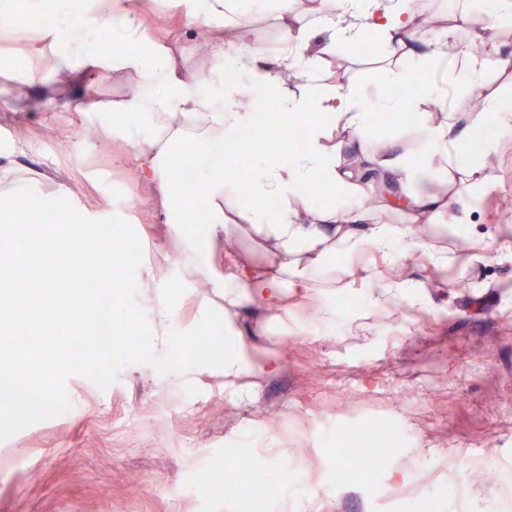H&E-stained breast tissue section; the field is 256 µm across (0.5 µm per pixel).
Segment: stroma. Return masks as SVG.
Returning a JSON list of instances; mask_svg holds the SVG:
<instances>
[{
	"mask_svg": "<svg viewBox=\"0 0 512 512\" xmlns=\"http://www.w3.org/2000/svg\"><path fill=\"white\" fill-rule=\"evenodd\" d=\"M484 9L483 0H430L426 17L434 29L455 20V37L467 44L473 32L461 18ZM143 23L177 46L189 43V20L172 0ZM491 41L487 89L507 98L512 67L497 63L512 60V27L498 28ZM406 65L380 47L369 56L343 50L322 61L320 74L358 86L372 101L385 72ZM124 90L115 79L77 90L36 82L30 96H55L57 106L25 112L14 92H1L0 170L35 176L77 215L128 210L145 262L165 267L183 246L161 223L133 157H118L112 141L96 135L97 117L75 109L83 97ZM422 138L417 124L375 125L364 143L371 154L409 157ZM500 140L479 185H453L469 202L467 231L410 222L396 173L376 187L369 223L416 229L426 242L403 268L421 287L418 301L378 311L359 304L328 329L323 307L359 293V282L339 276L290 293L284 323L259 303L237 308L231 319L253 359L277 364L252 377L243 399L225 390L223 370L211 366L192 369L184 383L138 362L104 388L68 378L67 412L0 441V512H238L245 496L254 512H407L403 501L385 497L410 486L431 512H512V256L500 250L512 237V211L498 206L512 196V130ZM390 182L396 192L387 190ZM437 254L447 265H432ZM270 259L267 247L244 236L217 247L212 267L224 276L245 267L257 273ZM377 416L400 432L391 463L372 474L365 492L339 488L340 436ZM228 448L247 449L255 465L281 471L277 492L265 495L245 480L197 485L199 471L223 474ZM399 470L405 480H395Z\"/></svg>",
	"mask_w": 512,
	"mask_h": 512,
	"instance_id": "35a3bbf8",
	"label": "stroma"
}]
</instances>
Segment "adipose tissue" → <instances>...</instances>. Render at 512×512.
<instances>
[{
	"label": "adipose tissue",
	"instance_id": "ef3b65f1",
	"mask_svg": "<svg viewBox=\"0 0 512 512\" xmlns=\"http://www.w3.org/2000/svg\"><path fill=\"white\" fill-rule=\"evenodd\" d=\"M76 28L57 22L65 0H0V16L21 12L38 14L45 22L38 31L41 50L22 73L26 81L41 80L50 71L55 83L71 86L88 79L118 78L128 90L109 99L84 98L77 111L102 115L100 137L120 140L134 154L139 174L154 192V202L165 223L187 242V252L178 264L183 277L202 280L231 310L246 302L264 303L276 309L290 288L314 287L318 273L339 268L361 280L365 306L387 308L405 301L407 286L376 268L355 264L354 259L373 250L399 268L412 241L391 224H369L362 204L368 190L355 167L342 165L329 143L330 128L347 130L360 142L374 120L375 108L404 113L428 100L446 107L448 91L480 96L482 111L471 114L466 129L480 133L477 151L460 152L453 122L425 126V144L416 160L399 163L405 175L411 209L431 211L433 218L458 225L456 198L435 196L437 186L453 173L478 178L483 159L497 150L495 132L505 122L503 100L486 93V68L472 62L468 69L436 72L456 47L452 34L437 33L419 41L409 0H337L323 2L320 25L306 14H293L281 31L284 51L273 56L265 48L235 40L225 21L237 9L239 22L262 12L268 5L287 11L288 0H177L184 15L194 23L215 29L207 55L208 68L197 66V57L175 51L134 20L135 14L153 9L155 0H82ZM110 29L120 44L109 51L89 40L91 32ZM328 33L320 51L336 54L358 47L367 38H378L391 55H405L410 70L390 71L389 85L407 83L419 72L415 94L399 99L384 93L368 102L354 85L323 83L308 49L316 29ZM296 71L302 85L290 94L285 74ZM306 117L305 146L299 151L275 149L250 154V176L240 183L224 166V147L239 144L245 132L266 119L269 106ZM122 117V124L107 122L106 114ZM189 170L196 188L186 192L177 180L178 170ZM330 189L341 206L320 203L318 192ZM36 182L16 171L0 172V196L10 199V210L0 212V235L10 234L15 219L39 196ZM272 245L273 268L261 274L214 276L207 259L210 247L240 234ZM124 262L135 275L137 287L154 291V333L170 335L180 314L178 305L163 293L167 282L158 268L126 253ZM224 386L235 389L254 366L246 343L228 332L222 354Z\"/></svg>",
	"mask_w": 512,
	"mask_h": 512
}]
</instances>
